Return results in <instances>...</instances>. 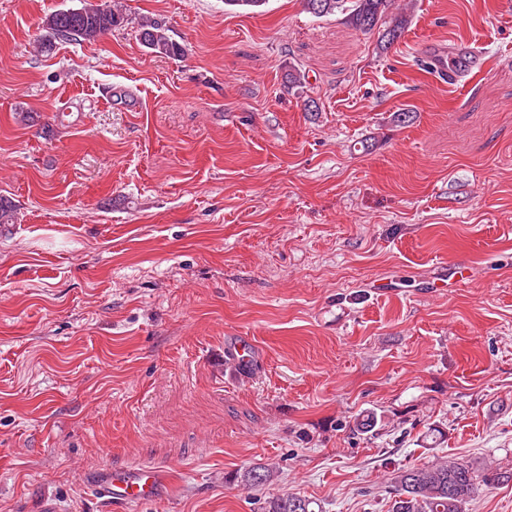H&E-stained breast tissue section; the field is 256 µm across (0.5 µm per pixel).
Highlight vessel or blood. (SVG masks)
I'll return each instance as SVG.
<instances>
[{
  "label": "vessel or blood",
  "instance_id": "obj_1",
  "mask_svg": "<svg viewBox=\"0 0 512 512\" xmlns=\"http://www.w3.org/2000/svg\"><path fill=\"white\" fill-rule=\"evenodd\" d=\"M425 56L440 80L457 82L461 73L472 70L483 56L480 46L462 49L460 58L449 59L443 46H429ZM225 350L239 367L251 368L257 358L255 346L250 338H231ZM98 489L108 500L125 505L145 503L159 498L165 480L160 468L133 465L123 470L104 469L95 478Z\"/></svg>",
  "mask_w": 512,
  "mask_h": 512
}]
</instances>
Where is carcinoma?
<instances>
[{
  "label": "carcinoma",
  "instance_id": "cac0c4a2",
  "mask_svg": "<svg viewBox=\"0 0 512 512\" xmlns=\"http://www.w3.org/2000/svg\"><path fill=\"white\" fill-rule=\"evenodd\" d=\"M268 0H224L230 10L260 13ZM305 9L315 17L339 13L352 29L369 34L379 30L383 49L390 48L405 31L409 17L392 11L393 0H303ZM132 23L123 6L85 3L79 9L57 11L50 15L47 26L53 39L94 42L101 36L121 30ZM138 39L148 49L166 57H180L183 48L161 22L141 17L135 22ZM307 75L301 66H291L285 74L284 90L305 87ZM277 469L256 464L240 475L250 488L270 484ZM503 485L512 482V469L489 466L478 471L455 458L431 461L421 466L402 469L394 477L395 495L389 512H463L478 483ZM259 512H315L312 501L297 494H272L260 502Z\"/></svg>",
  "mask_w": 512,
  "mask_h": 512
}]
</instances>
